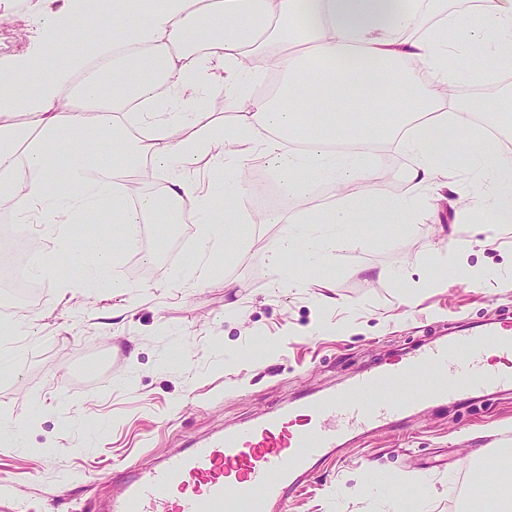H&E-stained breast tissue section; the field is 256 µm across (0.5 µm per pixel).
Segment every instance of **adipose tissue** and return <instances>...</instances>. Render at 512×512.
I'll list each match as a JSON object with an SVG mask.
<instances>
[{"label": "adipose tissue", "instance_id": "1", "mask_svg": "<svg viewBox=\"0 0 512 512\" xmlns=\"http://www.w3.org/2000/svg\"><path fill=\"white\" fill-rule=\"evenodd\" d=\"M425 12L438 18L431 33L403 39ZM457 33L469 47L471 77L492 78L512 61V0H485L466 25L448 14L446 0H112L111 14L77 35L61 65L48 67L36 49L0 76V208L20 224L66 216L88 229L108 210L123 224L127 248L140 225L172 223L175 209L190 208L206 227L180 269L192 281L206 275L230 227L211 218L202 189L183 173L187 163L209 157L241 167L257 153L277 170L284 193L303 195L316 182L339 189L363 180L362 149L386 142L411 156L405 180L413 195L439 194L457 135L448 118L473 110L437 92L456 79L448 62ZM253 55L285 73L276 98L253 99L239 126L204 122L201 109L216 90L234 96L253 78L245 64ZM34 72L43 79L30 90L20 77ZM132 103L133 136L124 121ZM373 103L391 125L370 111ZM339 140L350 150H335ZM472 141L466 166L497 190L457 208L455 219L474 223L485 212L491 223L512 224V157L481 131ZM133 156L163 175L159 192L134 203L109 175ZM354 220L340 202L283 226L269 247L273 274H283L285 255L326 260L352 247L347 236H318L309 227ZM111 260L106 248L65 249L36 256L32 266L52 278L69 269L87 286Z\"/></svg>", "mask_w": 512, "mask_h": 512}]
</instances>
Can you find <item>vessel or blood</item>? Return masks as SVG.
<instances>
[{
  "label": "vessel or blood",
  "instance_id": "1",
  "mask_svg": "<svg viewBox=\"0 0 512 512\" xmlns=\"http://www.w3.org/2000/svg\"><path fill=\"white\" fill-rule=\"evenodd\" d=\"M491 391H512V325H465L340 389L123 475L106 512H284L295 475L348 435Z\"/></svg>",
  "mask_w": 512,
  "mask_h": 512
}]
</instances>
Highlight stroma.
<instances>
[{"label": "stroma", "instance_id": "stroma-1", "mask_svg": "<svg viewBox=\"0 0 512 512\" xmlns=\"http://www.w3.org/2000/svg\"><path fill=\"white\" fill-rule=\"evenodd\" d=\"M0 0V39L14 55L30 51L35 16L67 17L65 0ZM13 57L0 58V70ZM466 50L454 68L458 98L512 110V67L492 82L471 81ZM410 156L384 146L367 159L382 199L415 214L410 223L352 224L354 247L324 263L288 255L304 280L276 282L266 241L289 216L336 203L318 184L282 197L275 223L238 225L211 274L185 282L180 262H162L169 227L154 224L152 262L121 250L88 297L65 294L62 280L41 281L31 305L0 320V512H102L119 470L143 467L194 439L291 406L305 395L341 387L395 353L447 337L465 323L512 321V225L474 242L472 224L454 220L451 202L414 197L403 174ZM192 178L225 205L237 195L230 168L187 164ZM42 254L75 247L77 224L29 226ZM472 241L465 262L448 258L442 283L426 285L444 235ZM132 286L122 305L112 284ZM330 285L332 303L312 289ZM268 344L260 362L225 364L228 350ZM512 449V392L415 411L401 423L350 438L342 450L302 476L287 512H470L451 486L461 458L512 485L498 461Z\"/></svg>", "mask_w": 512, "mask_h": 512}]
</instances>
